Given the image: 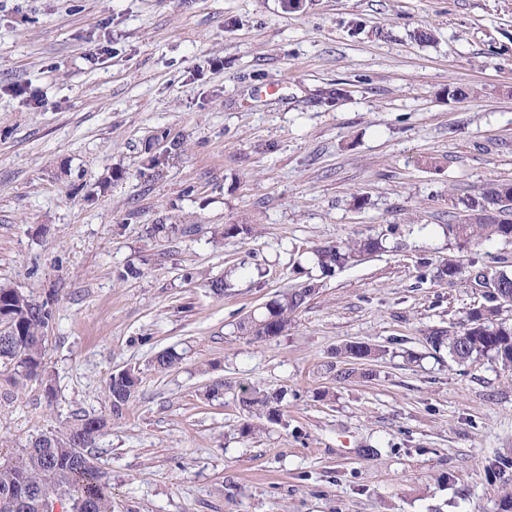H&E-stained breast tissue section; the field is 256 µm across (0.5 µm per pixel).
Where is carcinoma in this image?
<instances>
[{
    "instance_id": "obj_1",
    "label": "carcinoma",
    "mask_w": 512,
    "mask_h": 512,
    "mask_svg": "<svg viewBox=\"0 0 512 512\" xmlns=\"http://www.w3.org/2000/svg\"><path fill=\"white\" fill-rule=\"evenodd\" d=\"M512 182L491 185L481 198L461 200L465 218L448 225V235L459 244H470L486 237L512 241V221L491 216L496 201ZM380 249L377 239L350 240L316 250L320 268L329 273L342 268L355 258ZM483 280L497 283L498 293L512 296V273L499 270L492 275L480 274ZM316 286L284 292L268 312L251 317L240 324V329L255 339L269 340L288 328V321L315 292ZM496 305L476 308L469 312L464 328L453 336L443 330H434L427 341L434 349L443 346L454 360L465 363L479 358H491L505 368H512V327L497 319ZM0 312L9 319V325L0 328V364L11 369L14 381L23 382L45 377L44 349L46 333L53 322V311L15 289L0 287ZM345 357L353 360L378 359L383 351L368 343L355 342L344 347ZM178 355L171 350L159 352L152 360L158 372H165L178 363ZM139 378L127 372L111 376L108 398L112 416L120 417L129 408L137 392ZM278 395L260 389H246L241 402L249 408L266 411L269 420L278 419L275 407ZM105 427L103 419L84 417L79 423L50 435H42L14 457L0 462V512H52L54 501L71 491V512H112V486L94 463L88 448Z\"/></svg>"
}]
</instances>
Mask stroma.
I'll use <instances>...</instances> for the list:
<instances>
[{
  "mask_svg": "<svg viewBox=\"0 0 512 512\" xmlns=\"http://www.w3.org/2000/svg\"><path fill=\"white\" fill-rule=\"evenodd\" d=\"M502 181L512 0H0V286L54 315L47 381L0 367V460L103 416L112 512H499L512 370L426 338L488 303L446 260L512 268V242L446 232ZM354 238L382 246L314 263ZM310 283L280 336L242 334ZM353 341L384 354L343 357ZM248 385L281 393L278 421ZM378 239L350 240L342 245H332L316 250L317 263L324 272H333L342 268L356 257L379 250ZM139 378L127 372L112 375L108 383V398L110 400L112 416L120 417L129 408L137 392Z\"/></svg>",
  "mask_w": 512,
  "mask_h": 512,
  "instance_id": "stroma-1",
  "label": "stroma"
}]
</instances>
